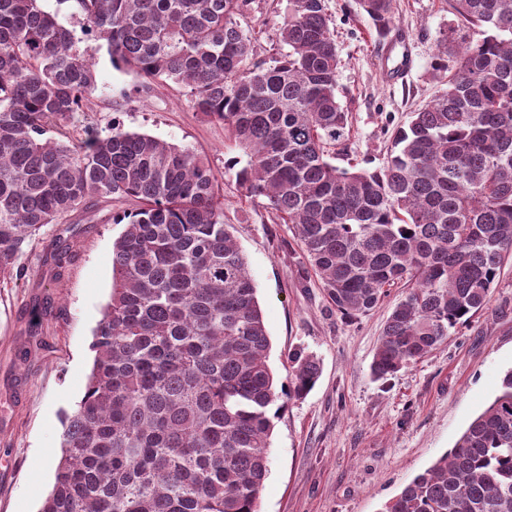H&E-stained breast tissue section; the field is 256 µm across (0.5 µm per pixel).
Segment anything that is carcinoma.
Segmentation results:
<instances>
[{
	"instance_id": "cac0c4a2",
	"label": "carcinoma",
	"mask_w": 512,
	"mask_h": 512,
	"mask_svg": "<svg viewBox=\"0 0 512 512\" xmlns=\"http://www.w3.org/2000/svg\"><path fill=\"white\" fill-rule=\"evenodd\" d=\"M112 66L187 88L247 156L236 185L294 226L341 315L411 284L370 366L386 381L489 301L512 255V0H448V82L398 130L383 166L332 162L349 112L325 0H289L288 52L245 67L250 0H70ZM378 34L392 0H359ZM81 37L39 0H0V280L23 245L94 197H133L112 246V294L81 401L40 512H258L283 399L321 368L295 354L288 383L245 256L224 224L215 171L197 152L112 125L65 141L97 88ZM383 512H512V370L454 446Z\"/></svg>"
}]
</instances>
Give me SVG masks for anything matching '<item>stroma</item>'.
Returning a JSON list of instances; mask_svg holds the SVG:
<instances>
[{"label":"stroma","mask_w":512,"mask_h":512,"mask_svg":"<svg viewBox=\"0 0 512 512\" xmlns=\"http://www.w3.org/2000/svg\"><path fill=\"white\" fill-rule=\"evenodd\" d=\"M326 5L340 59L337 98L351 116L336 163L372 170L395 132L443 88L435 63L453 16L448 0H394V25L410 35L412 65L391 85L385 41L357 0ZM287 13L288 0H251L238 17L253 38L251 63L285 52L276 31ZM81 47L96 62L97 89L70 132L104 134L117 123L207 157L224 183V222L257 286L271 368L283 379L292 354L320 362L315 387L288 401L274 421L259 512H380L453 446L512 369V259L481 312L388 382L374 380L370 364L401 289L368 314L336 312L292 226L279 223L263 200L240 195L225 164L241 151L223 124L197 112L180 85L146 86L136 72L114 69L97 42ZM138 207L131 199H91L25 246L24 278L0 283V512H39L52 488L62 415L84 395L94 330L112 292V244L124 230L113 218Z\"/></svg>","instance_id":"stroma-1"}]
</instances>
